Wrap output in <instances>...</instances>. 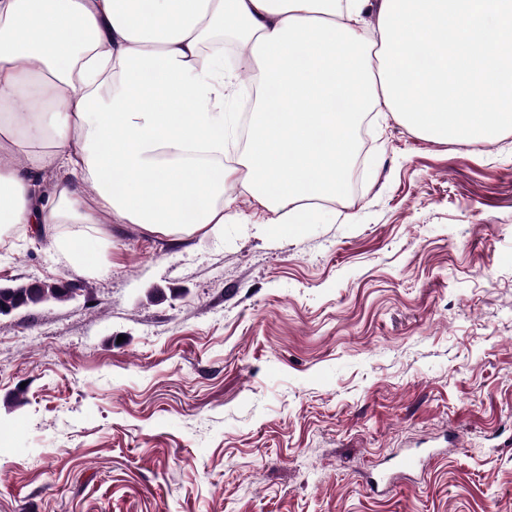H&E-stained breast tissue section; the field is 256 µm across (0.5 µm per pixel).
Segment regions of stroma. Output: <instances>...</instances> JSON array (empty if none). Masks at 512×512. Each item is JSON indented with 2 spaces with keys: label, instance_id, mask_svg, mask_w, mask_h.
I'll use <instances>...</instances> for the list:
<instances>
[{
  "label": "stroma",
  "instance_id": "obj_1",
  "mask_svg": "<svg viewBox=\"0 0 512 512\" xmlns=\"http://www.w3.org/2000/svg\"><path fill=\"white\" fill-rule=\"evenodd\" d=\"M364 135L347 201L275 235L233 183L218 235L0 247V287L83 286L0 314V512H512V130Z\"/></svg>",
  "mask_w": 512,
  "mask_h": 512
}]
</instances>
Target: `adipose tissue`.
Instances as JSON below:
<instances>
[{
  "mask_svg": "<svg viewBox=\"0 0 512 512\" xmlns=\"http://www.w3.org/2000/svg\"><path fill=\"white\" fill-rule=\"evenodd\" d=\"M227 36L275 92L235 166ZM373 111L444 141L511 130L512 0H0V246L37 233L80 265L116 224L182 242L223 224L234 179L279 233L339 193Z\"/></svg>",
  "mask_w": 512,
  "mask_h": 512,
  "instance_id": "1",
  "label": "adipose tissue"
}]
</instances>
